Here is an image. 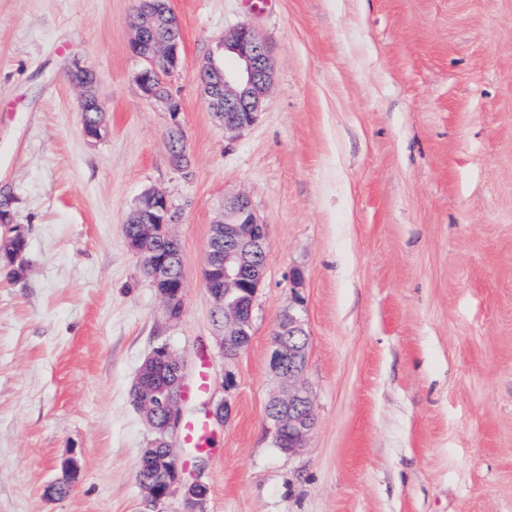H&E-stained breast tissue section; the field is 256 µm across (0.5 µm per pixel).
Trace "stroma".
<instances>
[{"mask_svg": "<svg viewBox=\"0 0 512 512\" xmlns=\"http://www.w3.org/2000/svg\"><path fill=\"white\" fill-rule=\"evenodd\" d=\"M136 0H0V186L28 238L0 271V512H182L137 481L153 432L130 400L154 347L208 366L231 414L179 447L206 512H512V0H172L191 159L143 99L129 52ZM242 24L275 83L225 133L196 80ZM112 128L87 139L73 61ZM160 188L180 215L184 312L168 321L123 227ZM243 192L267 226L248 346L225 363L203 284L210 228ZM299 308L316 425L275 448L274 329ZM232 370L233 389L224 372ZM63 498L47 496L65 462Z\"/></svg>", "mask_w": 512, "mask_h": 512, "instance_id": "stroma-1", "label": "stroma"}]
</instances>
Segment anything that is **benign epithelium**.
I'll return each instance as SVG.
<instances>
[{
  "label": "benign epithelium",
  "mask_w": 512,
  "mask_h": 512,
  "mask_svg": "<svg viewBox=\"0 0 512 512\" xmlns=\"http://www.w3.org/2000/svg\"><path fill=\"white\" fill-rule=\"evenodd\" d=\"M138 20L133 24L134 36L129 51L141 62L137 85L143 98L160 105L169 113L171 123L166 140L170 148L169 161L173 170L184 172L189 167L186 137L179 121L182 105L168 89L165 78L182 64L181 42L163 36L147 37V33L162 29L181 30L180 19L171 0H138ZM224 52L237 61L233 70L209 59L198 67V78L208 107L228 133L240 132L255 123L262 112L274 84V61L260 33L242 24L224 35ZM68 76L81 90V112H100L97 132L87 138L101 140L110 134L105 110L97 92V77L88 66L76 62ZM146 201L153 210L154 223L141 225V235L149 238L155 224L164 225L169 240L178 239L170 227L179 222V213L171 205L165 191L151 189ZM266 225L255 215L249 197L238 193L224 200V213L211 227L202 278L215 305V313L224 314V326L218 336L224 349V361L232 362L244 349V337L251 335L254 299L265 275ZM129 249L143 262L170 320L179 318L184 305V278L173 279L167 262L156 252L129 244ZM308 337L301 314L290 309L278 322L273 337L270 364L284 388L268 402L275 408L270 415L274 435L288 434L290 455L300 452L315 428L313 392L304 379L307 364ZM170 367L167 383L154 382L158 361ZM185 380L184 362L169 347L153 349L142 364L132 389V401L155 433L149 446L141 449L138 460L147 461L161 484L142 485L151 503L159 505L178 493L183 512H205L210 487L196 479L184 478L178 454L170 436L178 431L182 420L180 403ZM231 412L227 401L209 404L208 419L216 424L227 420Z\"/></svg>",
  "instance_id": "1"
}]
</instances>
